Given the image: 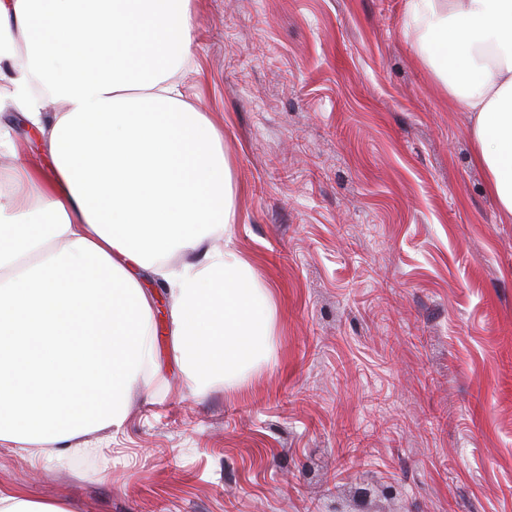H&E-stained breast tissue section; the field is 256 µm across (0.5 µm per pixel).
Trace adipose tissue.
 Here are the masks:
<instances>
[{
	"instance_id": "ef3b65f1",
	"label": "adipose tissue",
	"mask_w": 512,
	"mask_h": 512,
	"mask_svg": "<svg viewBox=\"0 0 512 512\" xmlns=\"http://www.w3.org/2000/svg\"><path fill=\"white\" fill-rule=\"evenodd\" d=\"M410 10L511 215L512 0ZM191 40L190 0H0V112L18 111L52 160L15 165L0 191V445L61 462L80 437L123 428L130 389L151 379L145 271L172 300L195 393L272 358L266 290L233 251L202 247L230 236L235 212L220 136L172 78Z\"/></svg>"
}]
</instances>
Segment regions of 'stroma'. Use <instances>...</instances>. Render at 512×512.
Instances as JSON below:
<instances>
[{
    "label": "stroma",
    "mask_w": 512,
    "mask_h": 512,
    "mask_svg": "<svg viewBox=\"0 0 512 512\" xmlns=\"http://www.w3.org/2000/svg\"><path fill=\"white\" fill-rule=\"evenodd\" d=\"M188 103L222 136L232 247L275 360L161 387L68 465L0 446V489L75 512H512V216L408 0H191ZM19 161L50 165L21 118ZM357 447L355 456L343 449Z\"/></svg>",
    "instance_id": "stroma-1"
}]
</instances>
